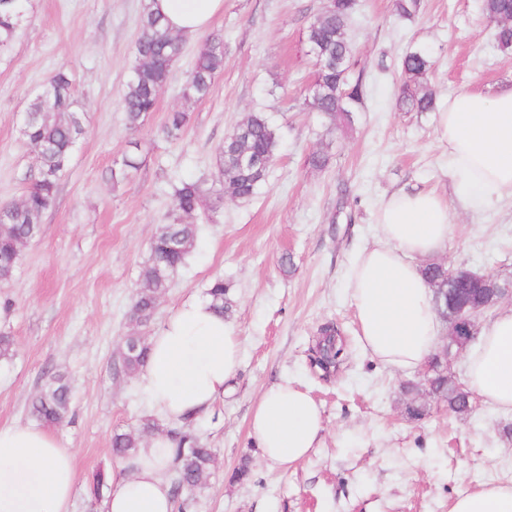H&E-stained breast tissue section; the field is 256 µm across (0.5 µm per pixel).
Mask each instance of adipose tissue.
I'll return each mask as SVG.
<instances>
[{
	"label": "adipose tissue",
	"mask_w": 512,
	"mask_h": 512,
	"mask_svg": "<svg viewBox=\"0 0 512 512\" xmlns=\"http://www.w3.org/2000/svg\"><path fill=\"white\" fill-rule=\"evenodd\" d=\"M224 0H154L166 25L186 38L204 30ZM460 179L459 203L479 213L512 197V89L494 94L462 90L437 117ZM451 231L448 205L429 192L400 191L382 203L377 236L350 274L352 305L364 348L384 365L409 370L432 354L439 322L419 261L440 251ZM465 361L468 388L484 404L512 412V307L500 306L479 330ZM241 347L210 299L191 296L150 340L140 373L150 409L170 422L212 409L235 378ZM251 433L263 458L287 467L316 448L324 430L320 405L284 380L267 388L253 409ZM171 443L157 436L132 465L112 474L101 512H174L164 474ZM75 452L33 424L0 428V512H71ZM451 512H512V486L490 483L459 496Z\"/></svg>",
	"instance_id": "ef3b65f1"
}]
</instances>
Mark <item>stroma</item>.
I'll list each match as a JSON object with an SVG mask.
<instances>
[{"mask_svg":"<svg viewBox=\"0 0 512 512\" xmlns=\"http://www.w3.org/2000/svg\"><path fill=\"white\" fill-rule=\"evenodd\" d=\"M142 0H30L23 37L0 57V202L20 200L38 173L20 134L32 95L59 68L69 70L89 131L76 146L40 237L25 247L12 280L0 285V331L15 343L0 364V427L31 421L29 401L46 371L67 376L72 405L54 432L76 455L72 512H99L88 496L96 472L112 473V436L150 413L139 376L112 374L139 275L159 225L173 218L175 184L211 187L216 149L250 112L280 130L279 157L250 200L203 205L196 245L160 297L152 330L189 296H205L223 277L224 320L241 342L232 394L193 426L216 448L194 512H449L456 498L485 483L512 485V413L478 404L468 416L432 406L419 421L404 412V382L422 369L383 366L363 348L349 272L375 241L383 201L394 191H433L453 224L436 262L496 273L512 282V202L474 215L457 205L456 175L432 112L396 106L401 59L413 47L435 61L430 76L439 106L462 89L512 88V53L501 52L481 0H421L410 20L392 0H358L347 29L355 72L367 86L350 133L329 130L305 99L314 80L306 30L326 0H224L202 37L224 41V69L211 94L185 104L184 73L202 37L185 40L154 112L130 133L120 101L140 34ZM189 108L176 141L164 133L171 112ZM328 165L312 169L318 149ZM142 165L113 182L124 155ZM289 265H282V258ZM335 323L348 351L336 372L311 364L318 328ZM293 380L321 406L318 448L289 467L261 455L250 434L262 393ZM248 463L247 479L234 477Z\"/></svg>","mask_w":512,"mask_h":512,"instance_id":"35a3bbf8","label":"stroma"}]
</instances>
